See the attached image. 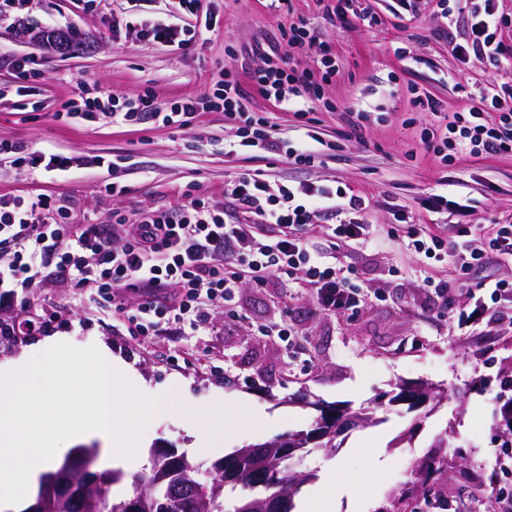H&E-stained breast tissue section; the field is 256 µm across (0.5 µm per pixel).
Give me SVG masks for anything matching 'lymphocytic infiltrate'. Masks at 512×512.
<instances>
[{
	"instance_id": "1",
	"label": "lymphocytic infiltrate",
	"mask_w": 512,
	"mask_h": 512,
	"mask_svg": "<svg viewBox=\"0 0 512 512\" xmlns=\"http://www.w3.org/2000/svg\"><path fill=\"white\" fill-rule=\"evenodd\" d=\"M437 6L447 21L448 48L454 57L465 65L476 61L500 67L505 54L502 30L508 21L498 10V0H437ZM179 7L194 16V25L154 14L138 21L140 38L178 50L195 42L200 29L214 27L213 15L203 13L200 0H179ZM462 14L467 26L459 37L455 29ZM251 82L260 94L294 108L301 117L322 97L320 83L271 60L253 72ZM245 97L240 82L227 70L205 101L237 125L241 146L281 153L298 165L314 164L321 156V149L307 142L293 145L275 138L266 119L246 108ZM199 104L187 99L160 111L142 96L119 103L79 93L71 108L90 121L105 117L183 128ZM426 107L437 125L423 130L422 144L438 138L457 154L512 153L511 85L460 112H442L431 101ZM3 155L17 168L59 175L81 163L73 154L46 153L21 141L0 139ZM227 193L234 214L196 196L174 213L142 211L115 237L101 224L68 222L57 195H1L0 245L9 250L0 255V313L33 291L64 280L89 289L134 335L146 339L166 331L181 335L199 329L214 311L233 301L243 284L260 286L273 277L287 278L295 290L310 293L317 309L326 314H352L365 304L367 289L353 284L349 271L337 267L336 250L377 240L375 225L366 219L372 208L369 198L338 185L279 184L261 173L239 176L228 184ZM388 210L404 227L406 249L427 258L468 268L491 251L512 257V221L493 222L488 237L476 244L431 233L401 205H389ZM327 212L339 214L340 220L330 226L321 246L309 231ZM244 214L249 217L245 223L240 220ZM482 321L512 328V281L489 279L470 291L457 323L466 327Z\"/></svg>"
}]
</instances>
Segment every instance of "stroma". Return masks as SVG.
Listing matches in <instances>:
<instances>
[{"label":"stroma","instance_id":"obj_1","mask_svg":"<svg viewBox=\"0 0 512 512\" xmlns=\"http://www.w3.org/2000/svg\"><path fill=\"white\" fill-rule=\"evenodd\" d=\"M359 5L376 13L379 24L343 26L319 0H286L276 11L267 0H210L218 25L177 51L142 41L130 29L113 34V21L123 18L120 0H96L90 9L75 0H23V25L0 21V139L86 159L63 182L23 173L2 159L0 195L53 192L74 217L113 225L133 222L147 207L177 211L192 194L225 204L228 182L254 171L278 183L349 188L372 200L369 219L382 230L378 245L336 252L337 265L354 271L372 292L355 315L321 313L310 296H289L283 278L244 286L232 307L214 313L209 330L148 342L129 335L89 291L67 282L37 290L13 315L44 323L45 336L70 337L79 348L106 345L133 367L137 391L172 395L175 409L157 414L141 434L147 450L164 446L187 453L205 472L234 449L310 429L318 416L315 403L353 412L374 405L382 424L347 430L334 455L316 448L297 463V471L311 476L301 493L320 488L325 469L339 462L346 479L366 491L340 499L337 512H378L404 498L413 512H442L440 496L448 503L443 512H485L490 486L512 487V472L505 469L512 448L505 447L493 417L500 378L512 372V332H465L457 311L482 280H512V262L492 254L462 275L455 266L405 250L390 234L393 218L385 204L406 206L431 231L460 226L476 239L493 220L512 217V155L464 156L442 164L419 143L433 117L414 103L421 96L439 102L443 111H462L472 95L512 84V68L457 61L434 0H419L416 14L403 16L395 15V0ZM300 22L314 29L339 68L325 84L310 125L254 90L247 106L267 118L277 137L312 134L328 143L320 163L301 166L248 147L225 153L238 140L237 128L209 108L182 129L66 115L80 84L94 97L146 95L160 108L203 97L224 70L247 81L262 64L259 46L282 67L314 72L315 59L282 37ZM31 52L38 55L40 74L30 92L21 94L8 61ZM350 110L371 114L364 141L344 135ZM99 156L118 162L119 174L97 165ZM116 176L128 191L112 197L104 186ZM444 189L474 199L466 216L427 212V196ZM427 274L447 279V299L423 291ZM282 322L292 324L294 337L264 335L263 326ZM403 382L432 383L444 395L411 410L389 400ZM217 399L230 407L248 405L259 423L225 436L219 451L203 453L193 448L181 410ZM441 433L448 436V465L428 492L415 468Z\"/></svg>","mask_w":512,"mask_h":512}]
</instances>
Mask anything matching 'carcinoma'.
Returning a JSON list of instances; mask_svg holds the SVG:
<instances>
[{"label":"carcinoma","instance_id":"1","mask_svg":"<svg viewBox=\"0 0 512 512\" xmlns=\"http://www.w3.org/2000/svg\"><path fill=\"white\" fill-rule=\"evenodd\" d=\"M290 460L281 448H266L259 454L245 446L214 462L216 475L206 483L198 479L197 464L187 454H179L174 466L153 454L149 470L130 484L126 497L115 499L112 487L122 483L124 473L98 472L97 483L86 487L81 484L82 457L77 453L55 471L69 485L59 512H124L125 503L135 496L141 500L140 512H224L230 491L238 492L232 512H267L269 502L281 499L287 503L286 512H291L295 495L312 475L294 471ZM444 463L443 454L427 457L418 474L427 482Z\"/></svg>","mask_w":512,"mask_h":512}]
</instances>
